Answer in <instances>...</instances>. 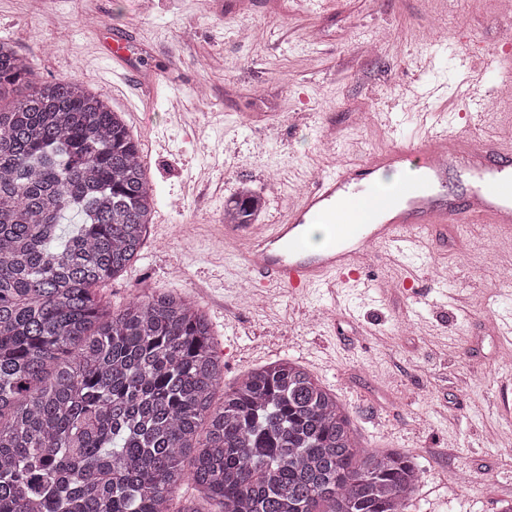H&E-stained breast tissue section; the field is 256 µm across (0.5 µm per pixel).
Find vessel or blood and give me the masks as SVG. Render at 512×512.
I'll return each instance as SVG.
<instances>
[{
  "label": "vessel or blood",
  "mask_w": 512,
  "mask_h": 512,
  "mask_svg": "<svg viewBox=\"0 0 512 512\" xmlns=\"http://www.w3.org/2000/svg\"><path fill=\"white\" fill-rule=\"evenodd\" d=\"M448 150L476 181L462 199L444 198L436 190L445 177L436 159ZM387 166L410 172L392 191L375 193L374 174ZM475 221L512 226V141L474 146L450 133L448 116L440 112L431 114L424 138L412 148L393 147L362 163L324 170L280 223L238 224L234 230L249 274L264 287L329 290L341 279L368 294L376 285L364 277L363 267L378 251L395 260L419 254L424 229ZM307 224L332 225L323 252H302L299 239Z\"/></svg>",
  "instance_id": "vessel-or-blood-1"
}]
</instances>
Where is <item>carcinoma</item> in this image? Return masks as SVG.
<instances>
[{"label":"carcinoma","mask_w":512,"mask_h":512,"mask_svg":"<svg viewBox=\"0 0 512 512\" xmlns=\"http://www.w3.org/2000/svg\"><path fill=\"white\" fill-rule=\"evenodd\" d=\"M30 60L0 39V101ZM157 203L123 113L72 80L0 105V512H407L415 458L361 445L335 393L275 361L215 393L207 315L174 292L106 310ZM247 186L224 223L254 224ZM77 224L68 235L66 216Z\"/></svg>","instance_id":"obj_1"}]
</instances>
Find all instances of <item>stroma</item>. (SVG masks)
<instances>
[{
    "label": "stroma",
    "instance_id": "1",
    "mask_svg": "<svg viewBox=\"0 0 512 512\" xmlns=\"http://www.w3.org/2000/svg\"><path fill=\"white\" fill-rule=\"evenodd\" d=\"M504 22L497 0H0V39L31 59L32 81L76 79L107 98L156 185L142 258L98 287L102 305L170 290L193 301L212 322L224 390L276 360L305 366L363 446L416 458L408 512H499L512 499V342L486 331L512 314V238L460 224L452 243L441 227L424 257L371 263L392 284L378 298L262 288L249 307L224 202L249 186L267 195L261 223H278L332 162L416 144L413 101L429 86L454 133H512V100L494 91L483 108L458 91L459 55L481 58ZM116 39L132 48L126 64L110 57Z\"/></svg>",
    "mask_w": 512,
    "mask_h": 512
}]
</instances>
